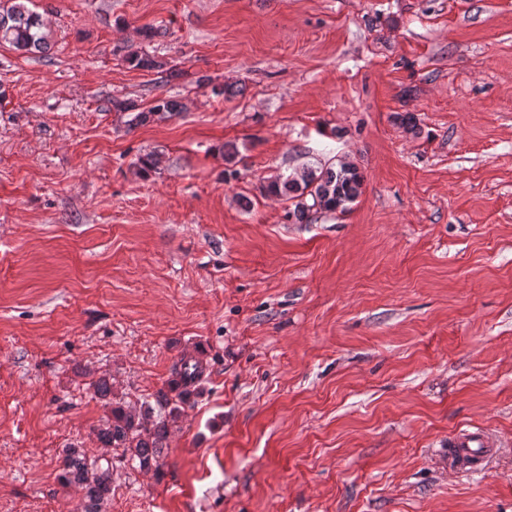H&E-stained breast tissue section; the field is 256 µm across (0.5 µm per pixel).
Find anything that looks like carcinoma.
I'll list each match as a JSON object with an SVG mask.
<instances>
[{"mask_svg":"<svg viewBox=\"0 0 512 512\" xmlns=\"http://www.w3.org/2000/svg\"><path fill=\"white\" fill-rule=\"evenodd\" d=\"M32 0H9L0 6V42L22 52L47 49L48 35L41 16L28 7ZM118 107L133 111L130 124L140 125L158 116L163 118L178 111L172 99L158 98L146 110H137L133 102ZM363 176L352 163L306 166L284 179L271 182L266 191L291 201L288 218L303 224L320 212L345 211L362 193ZM206 365L196 356L184 355L173 365L168 391L159 393L155 402L145 400L139 408L129 409L120 403L112 405L111 418L95 432L104 448L122 449V456L139 469L159 473L160 460L172 425L185 406L197 394L204 380ZM60 481L84 492V512H102V505L112 491V466H103L100 459L87 456L82 448L69 446L63 450Z\"/></svg>","mask_w":512,"mask_h":512,"instance_id":"obj_1","label":"carcinoma"}]
</instances>
